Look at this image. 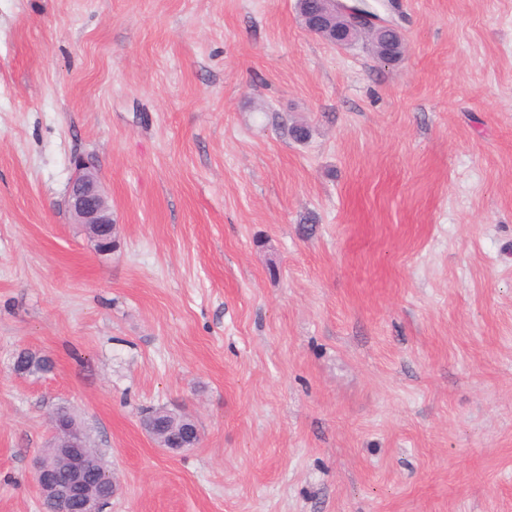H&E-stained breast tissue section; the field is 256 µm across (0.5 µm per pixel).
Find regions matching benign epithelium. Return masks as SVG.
Segmentation results:
<instances>
[{
  "label": "benign epithelium",
  "instance_id": "benign-epithelium-1",
  "mask_svg": "<svg viewBox=\"0 0 512 512\" xmlns=\"http://www.w3.org/2000/svg\"><path fill=\"white\" fill-rule=\"evenodd\" d=\"M320 4L318 17L313 18L307 11V0H298L302 25L315 35L326 32L332 40L339 35L343 45L350 44L362 33L377 37L383 31L398 30L389 22H382L378 27L369 25L372 16L359 0H354L352 5L345 0H320ZM65 207L73 223L82 225L100 249H107L111 240L103 239L102 232L112 236L114 220L93 161L79 162L65 197ZM50 424L54 463L49 465L40 459L34 465V482L41 499L56 502L61 512H105L119 492L117 479L110 478L107 487H102L99 477L108 473V467L89 448L83 432L72 425L66 428L53 418Z\"/></svg>",
  "mask_w": 512,
  "mask_h": 512
}]
</instances>
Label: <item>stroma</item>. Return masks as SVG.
<instances>
[{"mask_svg":"<svg viewBox=\"0 0 512 512\" xmlns=\"http://www.w3.org/2000/svg\"><path fill=\"white\" fill-rule=\"evenodd\" d=\"M375 12L400 62L295 0H0V512L60 405L106 512H512V0ZM64 203L73 223L82 224L87 233L96 240L99 248L106 250L112 242V224L115 223L92 160L79 162ZM104 231L107 232V240L103 239ZM53 362L46 356H36L30 352L20 353L14 361L15 372L21 374L45 373L51 371ZM175 415L168 410L149 409L143 413L142 418L148 426L157 429L152 437L157 443L156 437L159 438L167 451L180 452L190 450L192 448H181L184 445H188L190 441L179 433L182 422L177 420ZM168 444L171 448H166Z\"/></svg>","mask_w":512,"mask_h":512,"instance_id":"1","label":"stroma"}]
</instances>
